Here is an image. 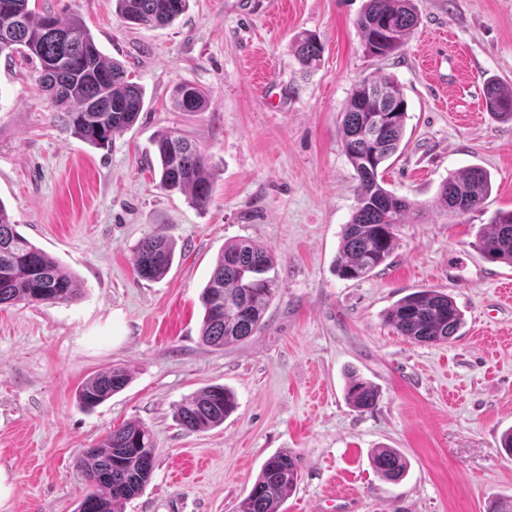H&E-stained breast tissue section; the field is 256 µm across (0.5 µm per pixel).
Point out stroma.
Here are the masks:
<instances>
[{
	"mask_svg": "<svg viewBox=\"0 0 512 512\" xmlns=\"http://www.w3.org/2000/svg\"><path fill=\"white\" fill-rule=\"evenodd\" d=\"M366 0H191L162 28L125 23L114 0H36L77 13L97 47L145 88L135 125L96 148L60 130L21 57H0V201L20 234L78 276L60 305L0 307V512H75L76 461L128 422L154 434L157 460L125 512H237L264 462L288 449L301 478L285 512H487L512 497V264L488 260L476 233L512 210V122L487 112L484 82L512 84V0H414L419 23L397 54L368 56L356 21ZM324 46L302 71L290 43ZM393 76L408 105L403 154L385 186L429 205L400 225L385 264L360 280L336 273L356 196L340 124L352 87ZM207 90L202 112L172 108L174 85ZM174 129L205 151L206 210L158 186L151 139ZM473 165L492 176L485 204L451 219L432 211L441 181ZM176 246L165 277L139 279L143 237ZM251 239L276 256L280 292L261 332L204 347L200 293L224 244ZM434 288L464 311L462 336L411 343L384 312ZM131 383L96 407L75 394L113 366ZM380 398L359 412L350 374ZM237 397L222 425L189 433L174 418L193 392ZM376 448L409 460L397 483L372 469Z\"/></svg>",
	"mask_w": 512,
	"mask_h": 512,
	"instance_id": "35a3bbf8",
	"label": "stroma"
}]
</instances>
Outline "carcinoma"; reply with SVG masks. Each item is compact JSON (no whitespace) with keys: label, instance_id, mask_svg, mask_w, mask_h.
Masks as SVG:
<instances>
[{"label":"carcinoma","instance_id":"obj_1","mask_svg":"<svg viewBox=\"0 0 512 512\" xmlns=\"http://www.w3.org/2000/svg\"><path fill=\"white\" fill-rule=\"evenodd\" d=\"M30 0H0V54H16L36 63L35 83L50 110V118L81 141L107 147L113 136L132 127L144 103L143 88L131 81L124 64L105 56L78 15L62 19L29 8ZM190 0H115V11L125 22L143 27L163 26L189 9ZM418 24L413 0H367L357 20L365 51L385 59L397 52ZM304 70L315 68L323 46L301 32L291 43ZM489 112L512 121V85L490 78L485 83ZM211 96L190 83L173 90V105L181 112H202ZM382 128L372 130L376 120ZM407 105L393 77L373 72L351 91L341 123L342 147L356 177V206L342 226L336 272L345 280H359L384 264L396 246V228L407 219L425 214V207L398 196L384 186L380 168L400 148L405 133ZM160 189L187 195L190 204L205 209L213 193L207 158L189 138L175 130L157 133L153 140ZM492 192L490 174L470 166L448 174L440 184L433 206L454 216L452 207L463 204L474 211ZM477 248L489 259L512 264V210L498 212L477 232ZM175 259L171 240L161 233L142 238L134 252L138 278L158 280ZM275 259L263 244L240 240L224 245L200 294L203 316L201 343L222 349L259 333L265 314L279 295L277 276L269 275ZM81 295L75 275L59 261L21 235L16 222L0 201V305L66 304ZM395 333L415 344H440L460 336L463 311L452 296L422 289L395 302L384 315ZM131 377L116 366L88 378L77 390L78 405L95 409L122 391ZM348 404L365 412L376 407L379 393L371 382L351 378ZM237 407L236 396L220 385L205 387L178 404L175 419L187 432H200L224 423ZM157 445L145 425L129 422L109 432L77 461L86 484L76 512H124L141 494L156 463ZM379 476L401 481L409 467L394 448H377L370 457ZM300 457L291 450L271 455L263 464L237 512H283L295 491Z\"/></svg>","mask_w":512,"mask_h":512}]
</instances>
